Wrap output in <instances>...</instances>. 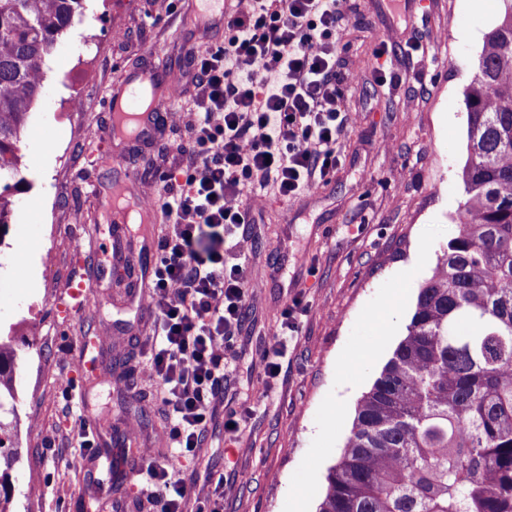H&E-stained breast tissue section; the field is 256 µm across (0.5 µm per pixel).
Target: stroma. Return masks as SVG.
<instances>
[{
    "instance_id": "obj_1",
    "label": "stroma",
    "mask_w": 512,
    "mask_h": 512,
    "mask_svg": "<svg viewBox=\"0 0 512 512\" xmlns=\"http://www.w3.org/2000/svg\"><path fill=\"white\" fill-rule=\"evenodd\" d=\"M501 0H412L401 14L388 0H345L346 29L336 53L347 125L340 163L328 181L295 205L267 197L249 232L245 274L255 290L236 347L239 369L216 405L215 423L184 463L195 475L192 506L205 504L223 476V512H316L328 468L351 430L355 406L401 340L437 255L458 229L466 160L464 90ZM220 22L203 23L185 0H86L43 65L44 82L28 124L37 136L19 145L23 177L11 192L1 242L5 259L27 272L0 289V329L20 357L15 372L21 461L9 479L14 512H156L136 469L121 491L92 498L112 460L169 454L161 402L143 343L154 329L148 284L166 225L156 213L147 233L127 223L121 259L115 229L95 187L125 184L132 201L154 208L171 168L188 164L177 146L198 110L188 50L223 45ZM384 67L399 81L375 82ZM157 68L183 74V96L147 137L112 133L110 96L127 74ZM96 73L77 115L67 103L71 76ZM118 154L122 167H98L95 151ZM60 284L46 293L43 261ZM90 285L95 306L76 310L65 288ZM300 300L299 332L288 340L287 368L270 391L257 382L259 353L281 311ZM111 375L90 385L91 370ZM249 406L238 443L224 420ZM112 421L81 438L79 421L101 410Z\"/></svg>"
}]
</instances>
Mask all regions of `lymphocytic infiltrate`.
Segmentation results:
<instances>
[{"label": "lymphocytic infiltrate", "instance_id": "f902f5d3", "mask_svg": "<svg viewBox=\"0 0 512 512\" xmlns=\"http://www.w3.org/2000/svg\"><path fill=\"white\" fill-rule=\"evenodd\" d=\"M342 0H246L225 14L222 46L191 54L198 107L161 198L167 230L159 238L148 341L151 369L166 387L171 449L141 473L160 512H187L182 459L201 448L214 405L236 370V338L254 292L244 275L253 252L248 226L266 188L297 202L336 167V137L347 116L336 88ZM293 307L260 354L258 381L282 369Z\"/></svg>", "mask_w": 512, "mask_h": 512}]
</instances>
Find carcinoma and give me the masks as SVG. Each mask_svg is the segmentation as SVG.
Wrapping results in <instances>:
<instances>
[{
  "label": "carcinoma",
  "instance_id": "1",
  "mask_svg": "<svg viewBox=\"0 0 512 512\" xmlns=\"http://www.w3.org/2000/svg\"><path fill=\"white\" fill-rule=\"evenodd\" d=\"M465 91L458 232L359 400L317 512H512V0ZM83 0H0V239L37 75ZM16 350L0 336V479L20 461Z\"/></svg>",
  "mask_w": 512,
  "mask_h": 512
}]
</instances>
